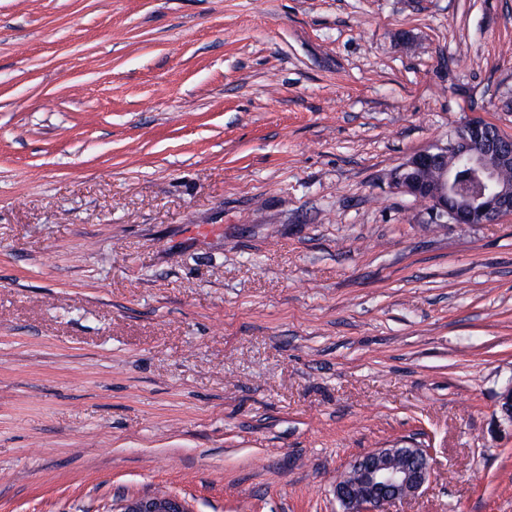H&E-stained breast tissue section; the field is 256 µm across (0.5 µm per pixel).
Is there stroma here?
Wrapping results in <instances>:
<instances>
[{
    "instance_id": "stroma-1",
    "label": "stroma",
    "mask_w": 512,
    "mask_h": 512,
    "mask_svg": "<svg viewBox=\"0 0 512 512\" xmlns=\"http://www.w3.org/2000/svg\"><path fill=\"white\" fill-rule=\"evenodd\" d=\"M512 137V0H0V512H512V217L392 171ZM464 126L482 131L483 137L461 142L460 147L450 136L448 144L412 155L391 174L395 189L425 206L431 224L469 228L496 224L512 216V185L507 187L501 180L502 169L510 167L502 178L512 184L511 139L495 128H487L489 125L478 118ZM448 147L464 156L478 174L482 188L477 194L461 199L456 193L454 172L448 167ZM429 171L436 172L430 182L424 178ZM415 447L376 448L352 462L334 487L342 512H387L418 496L431 465L428 449ZM113 512H192L185 499L167 492L133 496L121 501Z\"/></svg>"
}]
</instances>
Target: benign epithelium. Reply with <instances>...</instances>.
Wrapping results in <instances>:
<instances>
[{"instance_id": "7a95c632", "label": "benign epithelium", "mask_w": 512, "mask_h": 512, "mask_svg": "<svg viewBox=\"0 0 512 512\" xmlns=\"http://www.w3.org/2000/svg\"><path fill=\"white\" fill-rule=\"evenodd\" d=\"M466 127L483 132L462 144L448 138V144L409 157L393 171L391 183L398 191L425 206L432 224L452 223L460 228L476 224H497L512 216V185L502 183L501 172L512 168V139L473 118ZM466 158L476 171L481 190L464 199L455 189L448 150ZM497 407L512 421V381L501 390ZM431 475L426 448H376L351 463L336 481L334 494L342 512H387L392 504L419 495ZM113 512H193L185 499L167 492L133 496L121 501Z\"/></svg>"}]
</instances>
